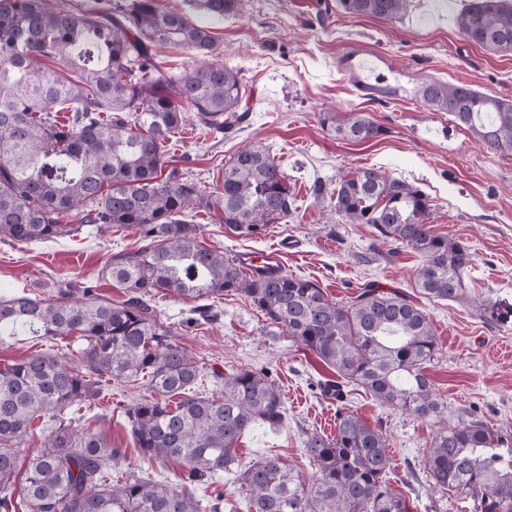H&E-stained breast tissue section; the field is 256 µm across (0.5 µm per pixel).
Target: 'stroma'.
Instances as JSON below:
<instances>
[{"label": "stroma", "mask_w": 512, "mask_h": 512, "mask_svg": "<svg viewBox=\"0 0 512 512\" xmlns=\"http://www.w3.org/2000/svg\"><path fill=\"white\" fill-rule=\"evenodd\" d=\"M327 2L245 0L238 16L210 20L216 44L211 59L238 71L250 112L226 134L189 118L168 143L169 162L211 191L222 184L224 161L241 144L268 146L288 177L295 210L256 238L227 230L213 211L195 210L187 219L199 225L204 246L228 257L288 244L282 271L315 280L335 300H348L369 283L406 294L426 312L439 339L426 374L448 405L449 422L476 415L512 432V326L488 324L478 309L485 301L512 303V156L487 151L447 113L426 111L414 97L420 79L433 76L512 100V54L488 52L459 34L456 17L469 0H413L408 13L394 21L353 17ZM360 48L385 54L402 71L401 98L374 101L347 80L338 61ZM325 112L365 113L385 133L359 144L338 140L320 123ZM359 167H377L419 187L432 204L434 233L469 245L468 302L419 294L411 277L423 262L420 255H389L371 225L347 224L332 212L339 172ZM140 245L138 235L120 228L100 233L85 227L41 243L0 239V296L44 297L73 283L122 301L124 288L103 279L101 270L111 256ZM156 314L203 365L201 392H216L214 373L240 368L265 370L280 386L287 408L283 424L247 432L238 443L240 465L277 455L309 472L305 437L316 430L335 434L342 404L386 433L390 484L411 512H476L470 499L433 488L423 474L434 420L403 415L353 384L343 385L344 399L336 401L322 387L331 372L267 325L243 296H225L207 309L160 297ZM136 397L133 389L110 385L91 414L113 447L125 450L126 465L154 481L180 482L181 462L148 458L134 447L125 411ZM198 492L222 495L221 512H250L236 472L206 479Z\"/></svg>", "instance_id": "obj_1"}]
</instances>
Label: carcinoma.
I'll return each mask as SVG.
<instances>
[{
    "label": "carcinoma",
    "mask_w": 512,
    "mask_h": 512,
    "mask_svg": "<svg viewBox=\"0 0 512 512\" xmlns=\"http://www.w3.org/2000/svg\"><path fill=\"white\" fill-rule=\"evenodd\" d=\"M189 2L215 18L243 8V0ZM411 3L338 0V7L388 21ZM456 25L469 43L512 53V5L505 0H471ZM153 44L201 56L215 51L209 27L163 12L155 0L82 11L53 0H0V236L32 243L84 226L122 227L142 241L103 268L104 278L126 288L121 302L69 286L45 298H0L1 345L26 331L78 344L74 363L44 351L0 367V512H18L13 477L37 420L45 435L26 468L24 512H220V496L199 497L195 485L236 464L239 439L254 424L280 425L284 397L267 375L245 368L224 375L222 395L197 393L199 361L157 319L150 300L226 292L245 295L269 324L376 401L436 420L425 458L434 487L472 498L480 512H512V434L477 417L448 424L447 404L425 374L439 340L420 307L372 284L338 302L311 279L278 269L246 274L237 260L200 243V225L185 219L189 208L213 210L227 229L250 237L285 220L294 200L280 164L261 144H245L225 161L214 195L168 167L166 143L188 113L227 133L248 107L238 71L206 63L165 72ZM42 58L67 60L76 78L40 66ZM415 97L428 111L448 113L486 150L512 155V101L435 77L419 81ZM60 112L71 116L61 122ZM320 121L352 143L384 134L362 113L324 112ZM333 208L348 223L372 225L391 254H420L415 287L422 295L466 301L470 248L432 231L431 204L420 188L362 167L339 176ZM72 213L78 223H62ZM481 317L512 325V304L488 302ZM111 381L140 391L125 412L133 441L144 455L181 461V483L124 470L125 451L103 433L70 429L68 412L95 406ZM304 453L312 468L306 477L278 457L244 469L250 512H409L387 482L386 434L355 413L337 409L336 435L308 434Z\"/></svg>",
    "instance_id": "obj_1"
}]
</instances>
